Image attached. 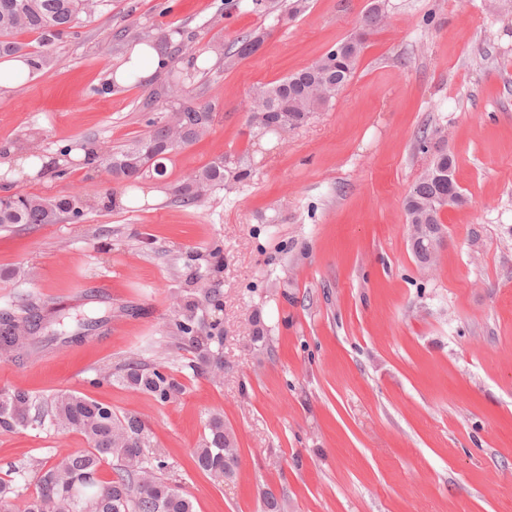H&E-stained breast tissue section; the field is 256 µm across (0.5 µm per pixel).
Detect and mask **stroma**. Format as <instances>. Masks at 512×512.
Here are the masks:
<instances>
[{
    "label": "stroma",
    "instance_id": "stroma-1",
    "mask_svg": "<svg viewBox=\"0 0 512 512\" xmlns=\"http://www.w3.org/2000/svg\"><path fill=\"white\" fill-rule=\"evenodd\" d=\"M109 0L56 45L50 65L0 92V156L39 132L49 156L147 130L142 103L166 75L111 83L134 35L171 30L181 61L197 59L196 94L217 105L202 140L167 165L175 182L249 148L254 86L309 66L357 33L380 4L356 71L328 109L282 137L267 135L250 181L191 206L161 184L111 207L106 172L76 162L0 197L72 193L84 220L0 228V308L19 296L91 316L121 306L79 343L0 359V389L81 392L142 418L169 456V479L196 512H261L273 492L287 512H512V0ZM263 34L232 68L211 52ZM451 154L462 204L442 221L433 266L414 257L404 201L438 152ZM219 251L224 372L183 376L173 403L97 374L136 356L180 358L172 293ZM266 328L253 339V315ZM221 412L239 446L216 482L192 452ZM82 435L0 430V480L85 448Z\"/></svg>",
    "mask_w": 512,
    "mask_h": 512
}]
</instances>
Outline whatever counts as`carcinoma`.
<instances>
[{
	"mask_svg": "<svg viewBox=\"0 0 512 512\" xmlns=\"http://www.w3.org/2000/svg\"><path fill=\"white\" fill-rule=\"evenodd\" d=\"M108 0H0V57L22 52L15 40L20 32L36 35L38 47L28 52L29 69L40 71L50 60L49 50L72 34L85 16L102 12ZM168 66L173 58L169 34L158 32L141 39ZM261 42L257 34H245L231 46L217 44L212 50L223 57L224 68L253 55ZM364 40H342L309 67L276 82L256 87L247 116L249 136L282 135L304 125L312 114L333 104L339 88L352 79ZM191 67L171 68L168 80L153 99L165 98L167 108L147 122L149 130L131 144L101 153L95 144L85 146V163L112 176L119 187L112 189V206H119L126 189L146 177L161 180L166 162L180 150L206 136L216 117L213 103H200L194 94ZM220 156L182 180L166 185L172 199L195 204L212 192L232 189L250 180L255 166L249 150L231 157ZM455 167L452 156L441 153L429 163L405 200L412 234L429 224L442 223L437 199L448 195V182L430 177L436 165ZM85 202L77 195L48 198L37 194H14L0 198V226L9 224H57L63 215L74 222L84 217ZM219 265L196 268L184 286L174 291L172 339L193 354L172 368L129 359L103 376L144 392L160 404L175 402L184 385L177 373L215 375L224 370L221 321L224 294L215 287ZM62 302L35 304L23 299L0 310V356L21 361L34 341L54 344L83 340L110 319L84 318L70 332L55 329L66 316ZM49 427L58 434L81 433L88 447L70 454L52 466L30 464L38 470L36 495L27 497L14 483L0 482V512H195L194 504L180 487L165 478L170 469L163 449L154 445L145 423L136 415H120L112 407L78 392L65 391L42 400L21 389H0V428L7 431ZM196 467L222 482L233 477L238 448L224 426V415L210 414L201 443L192 453ZM112 466L113 477L98 478L100 468Z\"/></svg>",
	"mask_w": 512,
	"mask_h": 512,
	"instance_id": "obj_1",
	"label": "carcinoma"
}]
</instances>
